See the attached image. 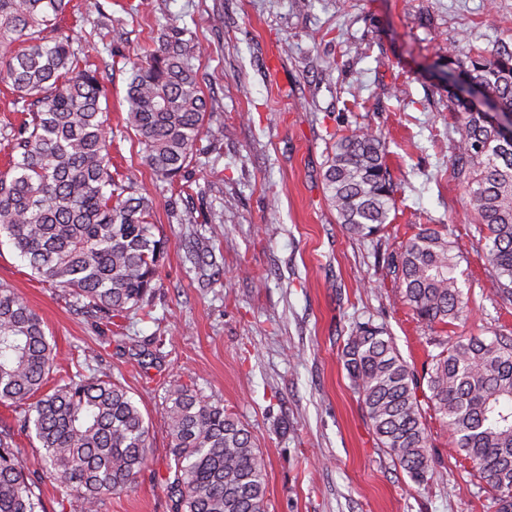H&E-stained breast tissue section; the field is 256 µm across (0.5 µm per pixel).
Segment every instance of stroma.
Here are the masks:
<instances>
[{"instance_id": "1", "label": "stroma", "mask_w": 512, "mask_h": 512, "mask_svg": "<svg viewBox=\"0 0 512 512\" xmlns=\"http://www.w3.org/2000/svg\"><path fill=\"white\" fill-rule=\"evenodd\" d=\"M103 0L104 14L66 25L76 48L105 67L117 171L153 199L163 243L151 316L112 326L43 285L10 245L0 282L43 319L56 344L53 381L77 369L108 375L150 424L151 453L134 489L97 512H170L167 392L197 384L252 433L266 467L268 512H491L468 460L427 412L435 475L416 486L377 448L344 367L351 329L371 322L422 369L426 339L512 333L484 242L455 177V119L440 77L450 45L512 48V0ZM124 24H117V17ZM188 27L205 54L199 81L210 120L224 125L197 161L167 183L143 162L125 123L131 62L165 24ZM369 126L387 138L397 187L390 222L350 235L324 194L338 138ZM190 216L187 224L178 223ZM457 246L468 315L428 329L400 294L392 254L420 225ZM163 344H154V337Z\"/></svg>"}]
</instances>
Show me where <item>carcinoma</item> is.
I'll return each instance as SVG.
<instances>
[{
    "instance_id": "carcinoma-1",
    "label": "carcinoma",
    "mask_w": 512,
    "mask_h": 512,
    "mask_svg": "<svg viewBox=\"0 0 512 512\" xmlns=\"http://www.w3.org/2000/svg\"><path fill=\"white\" fill-rule=\"evenodd\" d=\"M72 0H0V82L24 113L0 124L7 158L0 171V238L41 282L108 320L145 311L161 242L149 221L150 198L111 171L112 136L103 119V72L88 64L62 23ZM187 28L161 30L157 47L133 63L127 124L144 161L173 181L195 161L205 123L197 79L200 49ZM443 73L474 82L512 114V51L448 48ZM456 177L468 190L490 273L512 305V138L455 94ZM382 133L358 128L328 156L323 185L338 223L370 236L390 223L395 186ZM439 231L421 227L392 262L402 298L429 328L460 319L466 308L455 277L457 255ZM438 348L419 373L383 328L359 323L343 349L346 370L378 447L416 485L434 476L425 423L428 405L448 427L453 451L470 461L494 512H512V336L429 338ZM56 355L45 324L13 289L0 284V402L19 410L17 428L0 427V512H45L50 484L69 512H95L129 491L149 454V426L119 381L76 372L49 385ZM426 383L428 394L418 391ZM164 418L169 460L161 481L170 512H266V474L251 432L195 385L169 390ZM25 432L43 449L29 470L16 447Z\"/></svg>"
}]
</instances>
